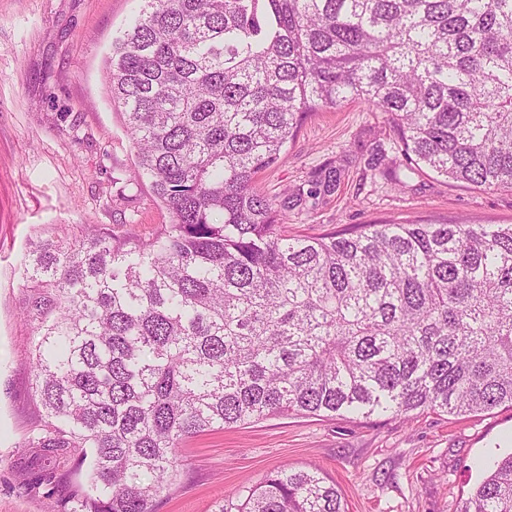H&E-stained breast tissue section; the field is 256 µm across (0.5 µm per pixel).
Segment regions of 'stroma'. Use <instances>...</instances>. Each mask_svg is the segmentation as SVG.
<instances>
[{"instance_id":"35a3bbf8","label":"stroma","mask_w":512,"mask_h":512,"mask_svg":"<svg viewBox=\"0 0 512 512\" xmlns=\"http://www.w3.org/2000/svg\"><path fill=\"white\" fill-rule=\"evenodd\" d=\"M140 0H0V512H46L86 470L58 460L67 482L25 487L44 465L30 447L40 417L30 389L31 329L19 267L34 228L86 224L148 232L170 221L149 184L129 183L133 144L104 83L112 40ZM340 174L319 200L289 204L292 235L320 237L357 224H512V189L476 190L402 164L386 114L361 102L308 113L258 186L307 190L321 170ZM512 452V407L405 419L275 415L190 439L181 487L157 512H216L223 499L273 469L315 467L348 512H460L482 466Z\"/></svg>"}]
</instances>
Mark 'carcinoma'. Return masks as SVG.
<instances>
[{"mask_svg": "<svg viewBox=\"0 0 512 512\" xmlns=\"http://www.w3.org/2000/svg\"><path fill=\"white\" fill-rule=\"evenodd\" d=\"M106 60L170 215L150 233L39 228L20 263L32 445L80 452L51 512H156L179 449L274 415H449L512 406V224H364L290 236L256 177L303 117L359 100L406 160L512 188V0H141ZM331 169L307 196L335 191ZM236 512H346L286 466ZM460 512H512V452Z\"/></svg>", "mask_w": 512, "mask_h": 512, "instance_id": "carcinoma-1", "label": "carcinoma"}]
</instances>
